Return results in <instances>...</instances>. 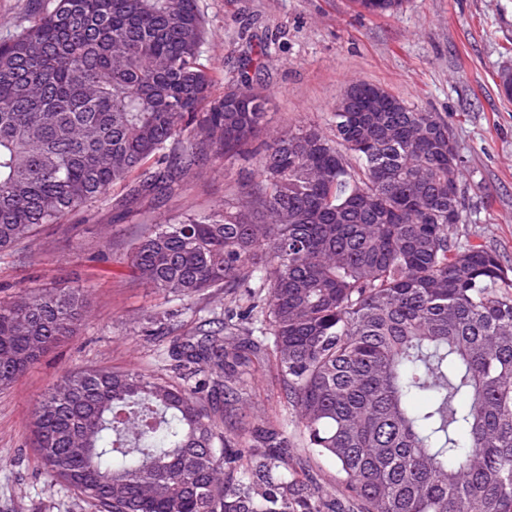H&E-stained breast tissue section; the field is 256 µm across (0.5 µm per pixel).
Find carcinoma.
<instances>
[{
  "label": "carcinoma",
  "instance_id": "obj_1",
  "mask_svg": "<svg viewBox=\"0 0 512 512\" xmlns=\"http://www.w3.org/2000/svg\"><path fill=\"white\" fill-rule=\"evenodd\" d=\"M404 0H353L373 15ZM196 0L34 2L0 42V251L124 184L175 193L213 158H254L265 101L247 60L213 94ZM354 127L334 113L271 139L257 176L207 216L154 224L136 277L189 300L254 299L198 336L173 337V369L65 372L33 413L52 485L97 512H326L328 494L282 467L288 424L237 417L247 377L276 369L310 454L335 461L348 512H512V265L450 227L465 205L448 120L389 93ZM82 289L0 303V387L77 334ZM250 463L238 474V461Z\"/></svg>",
  "mask_w": 512,
  "mask_h": 512
}]
</instances>
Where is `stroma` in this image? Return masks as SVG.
<instances>
[{
	"instance_id": "stroma-1",
	"label": "stroma",
	"mask_w": 512,
	"mask_h": 512,
	"mask_svg": "<svg viewBox=\"0 0 512 512\" xmlns=\"http://www.w3.org/2000/svg\"><path fill=\"white\" fill-rule=\"evenodd\" d=\"M207 30L202 61L215 94L235 81L252 48L267 47L255 80L267 97L264 137L302 122L329 129L336 101L355 82L382 86L426 112L445 116L461 161L465 223L452 234L512 264V102L500 92L512 63V0H405L390 16L359 12L351 0H197ZM255 166L223 161L190 176L176 196L124 202L115 185L91 206L40 228L32 240L0 251V301L25 289L79 287L88 312L79 332L12 385L0 389V512H96L92 502L49 485L32 444L31 413L68 370L135 371L191 385L173 372V334H195L224 318L229 300L211 288L190 300L158 296L132 273L128 249L149 225L224 207ZM247 419L289 417L276 370L247 379ZM288 469L336 492V465L302 448Z\"/></svg>"
}]
</instances>
